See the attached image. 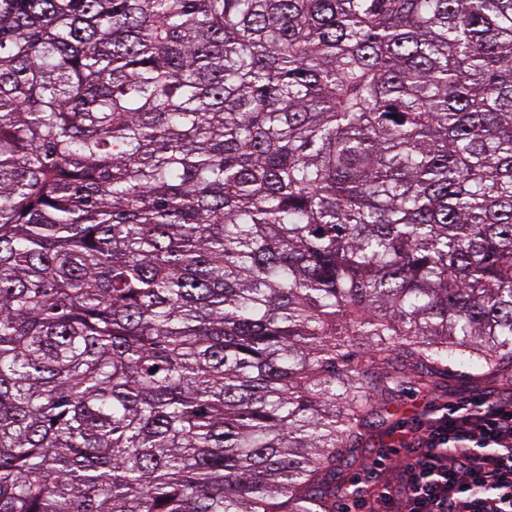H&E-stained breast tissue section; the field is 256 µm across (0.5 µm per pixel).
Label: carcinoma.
I'll use <instances>...</instances> for the list:
<instances>
[{
  "label": "carcinoma",
  "mask_w": 512,
  "mask_h": 512,
  "mask_svg": "<svg viewBox=\"0 0 512 512\" xmlns=\"http://www.w3.org/2000/svg\"><path fill=\"white\" fill-rule=\"evenodd\" d=\"M450 364L512 377V0H0V512H335Z\"/></svg>",
  "instance_id": "1"
}]
</instances>
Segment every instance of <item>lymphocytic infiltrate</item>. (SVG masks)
<instances>
[{
    "instance_id": "lymphocytic-infiltrate-1",
    "label": "lymphocytic infiltrate",
    "mask_w": 512,
    "mask_h": 512,
    "mask_svg": "<svg viewBox=\"0 0 512 512\" xmlns=\"http://www.w3.org/2000/svg\"><path fill=\"white\" fill-rule=\"evenodd\" d=\"M399 444L377 498L347 489L357 512H512V399L429 405Z\"/></svg>"
}]
</instances>
